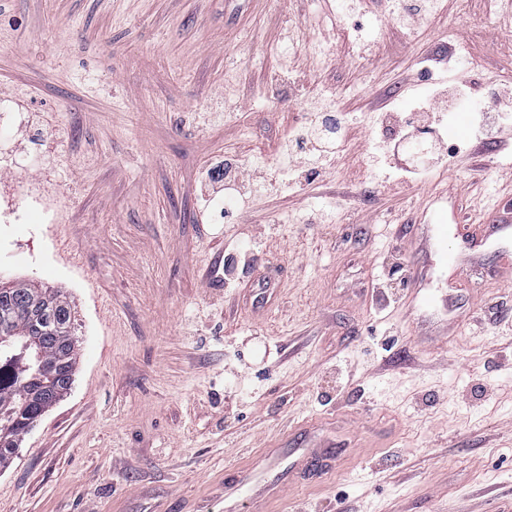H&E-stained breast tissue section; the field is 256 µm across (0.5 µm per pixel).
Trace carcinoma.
Here are the masks:
<instances>
[{"label": "carcinoma", "instance_id": "1", "mask_svg": "<svg viewBox=\"0 0 512 512\" xmlns=\"http://www.w3.org/2000/svg\"><path fill=\"white\" fill-rule=\"evenodd\" d=\"M72 325L70 302L60 290L21 282L10 295H0V334L11 337L10 346H0L1 468L17 455L15 435L71 390L77 356ZM32 336L42 340L32 345ZM40 362L58 372L44 378L46 395L25 400L24 382L33 377Z\"/></svg>", "mask_w": 512, "mask_h": 512}]
</instances>
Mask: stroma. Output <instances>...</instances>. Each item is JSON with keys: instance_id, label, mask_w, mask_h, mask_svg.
<instances>
[{"instance_id": "35a3bbf8", "label": "stroma", "mask_w": 512, "mask_h": 512, "mask_svg": "<svg viewBox=\"0 0 512 512\" xmlns=\"http://www.w3.org/2000/svg\"><path fill=\"white\" fill-rule=\"evenodd\" d=\"M505 86L512 0H0V135L60 196L0 278L78 340L0 512H224L309 420L342 453L272 512H512V232L461 242L512 223V134L423 117L382 163L419 101Z\"/></svg>"}]
</instances>
